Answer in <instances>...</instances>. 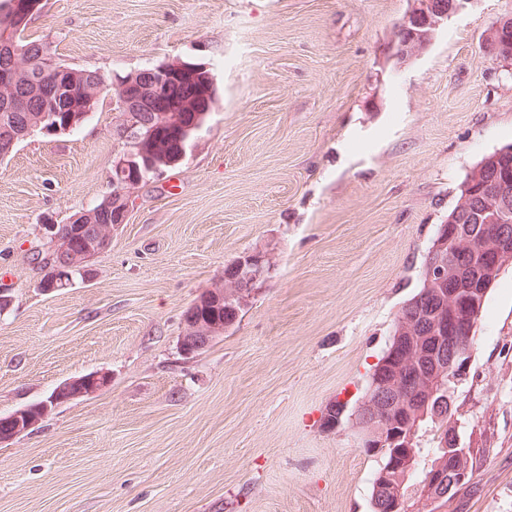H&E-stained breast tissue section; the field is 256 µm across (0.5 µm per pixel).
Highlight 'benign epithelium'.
<instances>
[{
	"label": "benign epithelium",
	"mask_w": 512,
	"mask_h": 512,
	"mask_svg": "<svg viewBox=\"0 0 512 512\" xmlns=\"http://www.w3.org/2000/svg\"><path fill=\"white\" fill-rule=\"evenodd\" d=\"M465 2L413 0L389 42L390 56L397 60L420 56L431 45L440 25ZM37 6L36 0H5L0 5V12L6 15L5 25L0 27V48L15 51L10 42L13 30L28 22ZM485 43L512 48V20L496 22L486 33ZM186 68L182 62L168 60L120 80L113 85V111H158L157 104L172 94V76ZM105 86L106 80L98 71L84 74L83 83H78V74L49 52L41 54L40 70L35 77L24 68L11 65L0 74V101L20 113L22 122L19 132L0 135V158L13 152L17 140L36 131H65L63 113L88 111ZM177 126L176 122L155 118L143 130L134 132L131 145L113 164V184L118 191L112 195V223L95 224L94 211H82L70 219L72 223L94 225L90 242L79 248L60 225L47 226L51 247L60 257L51 273L54 285L71 287L78 276L89 281V263L110 247L112 233L127 223L133 208L135 190L140 184L133 172L139 170L138 159L143 156L141 143L158 144ZM470 200V192H464L454 220L442 225L426 251L423 276L439 304L426 305L417 313L398 311L397 329L387 352L389 370L372 383L364 404V420L354 428L359 447L372 452L393 449L392 465L381 474L383 487L389 492L396 487L398 472L410 465L413 456L410 436L392 429L393 410L401 406L409 413L425 395L432 397L443 392L450 399L454 397L457 385L466 375L469 346L487 290L512 263V183L501 182L485 195L476 224L464 223L473 211ZM245 259L242 268L246 276L254 282L265 280L270 269L268 258L255 253ZM183 323L180 352L190 358L201 351L202 344L213 340L217 326L194 317L191 309L184 314ZM441 342L448 348L445 356L437 354ZM108 383V376L102 372L88 373L78 382H63L48 400L3 416L0 420L9 426L8 430L0 431V444L34 428L52 407L92 395ZM472 452L471 448L454 444L453 419H448V448L421 486V501L434 503L466 483L472 474Z\"/></svg>",
	"instance_id": "1"
}]
</instances>
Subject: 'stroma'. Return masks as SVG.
<instances>
[{"mask_svg": "<svg viewBox=\"0 0 512 512\" xmlns=\"http://www.w3.org/2000/svg\"><path fill=\"white\" fill-rule=\"evenodd\" d=\"M412 0H40L29 39L107 82L173 58L220 87L181 163L136 193L93 278L42 288L45 218L112 189L122 121L34 133L0 161V416L103 372L0 444V512H368L375 457L349 427L467 172L512 143V64L484 36L512 0H469L400 64ZM266 254L237 322L194 358L183 315L225 266ZM483 457L440 512H512V267L457 386Z\"/></svg>", "mask_w": 512, "mask_h": 512, "instance_id": "1", "label": "stroma"}]
</instances>
